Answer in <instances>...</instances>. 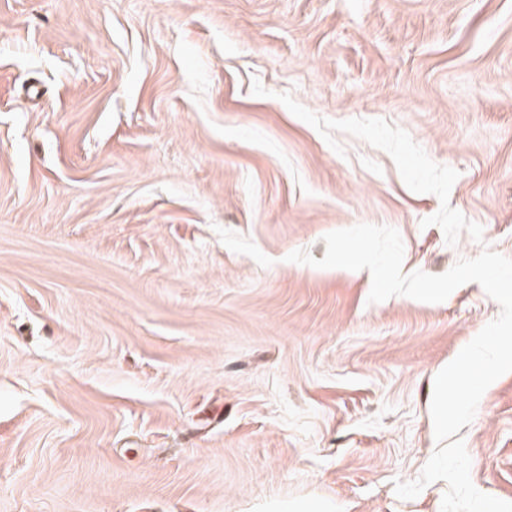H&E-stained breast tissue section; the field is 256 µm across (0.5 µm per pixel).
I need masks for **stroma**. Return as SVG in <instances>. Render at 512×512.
Wrapping results in <instances>:
<instances>
[{
  "mask_svg": "<svg viewBox=\"0 0 512 512\" xmlns=\"http://www.w3.org/2000/svg\"><path fill=\"white\" fill-rule=\"evenodd\" d=\"M512 258V0H0V512H441L434 379ZM512 502V372L459 433Z\"/></svg>",
  "mask_w": 512,
  "mask_h": 512,
  "instance_id": "35a3bbf8",
  "label": "stroma"
}]
</instances>
